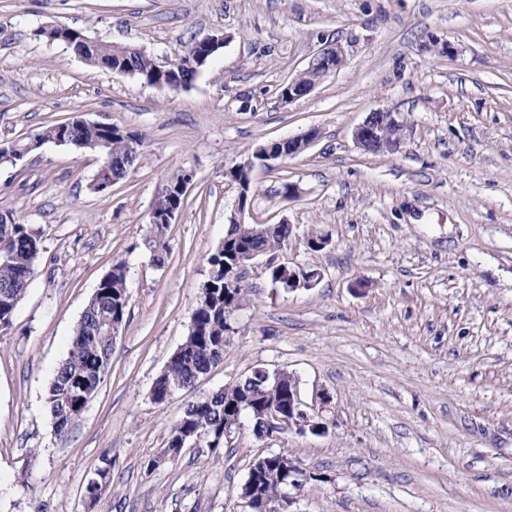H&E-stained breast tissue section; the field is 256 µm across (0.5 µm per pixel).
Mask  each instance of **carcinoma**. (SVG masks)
Returning <instances> with one entry per match:
<instances>
[{"label":"carcinoma","mask_w":512,"mask_h":512,"mask_svg":"<svg viewBox=\"0 0 512 512\" xmlns=\"http://www.w3.org/2000/svg\"><path fill=\"white\" fill-rule=\"evenodd\" d=\"M92 65L109 71L129 67L144 83L152 84L162 78H174L183 85H190L197 72L183 69L172 75L162 70L159 62L143 52L129 46L107 43L88 52ZM68 133L70 146L89 149L103 141L100 153L112 162V183L124 180L140 156L145 135L126 128L121 130L94 128L77 120L46 127L38 137L52 142L62 133ZM136 143L131 150L127 140ZM186 172L173 175L159 190L152 211L159 216L185 204L179 196L178 187ZM227 181L239 184L247 195H254L253 183L245 172L230 169L225 172ZM244 224H230L224 239L208 257L209 278L204 284L207 294H199L193 309V326L189 328L184 342L173 353L165 369L153 384V401L157 404L169 402L170 396L191 389L199 376L208 373L224 358V342L230 330V316L224 313L228 302L224 299V263L230 255L239 251L255 257L272 256L288 245L292 234L286 224H273L265 233L249 234ZM168 225H148V245L153 249L154 260L164 261L168 252L165 237ZM43 248L40 239L28 228L16 222L9 210H0V328L11 326L15 308L30 284L34 268ZM127 288L126 267L117 262L99 282L92 297L72 328L67 357L58 367L45 395V404L53 419L55 431L63 434L71 423V413L76 411L83 399L94 397L99 385L108 373L114 343L109 336L97 333L101 322L111 317H126L127 305L123 303ZM285 400L256 389L247 379L226 384L223 388L184 403L179 419L170 427L168 446L164 454L177 458L181 453L178 442L187 434L204 439L216 452L224 445V421L243 412L250 416L253 433L258 435L265 428L260 417L264 405L274 399ZM293 476L281 466V458L270 460L266 471L258 479V495L275 498L282 495Z\"/></svg>","instance_id":"obj_1"}]
</instances>
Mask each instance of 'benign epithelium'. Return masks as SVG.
<instances>
[{
    "mask_svg": "<svg viewBox=\"0 0 512 512\" xmlns=\"http://www.w3.org/2000/svg\"><path fill=\"white\" fill-rule=\"evenodd\" d=\"M224 47V35L213 34L197 41V62L195 68L202 69L207 57L218 49ZM345 48L339 43H331L311 55L308 68L320 71L323 76H328L336 71L338 65L335 61L344 57ZM312 92L310 87H299L294 82H288V86L280 94L282 102L293 103ZM406 122L399 112L391 109H378L367 115L353 133V139L357 147L366 152H377L384 149L395 151L400 148L405 139ZM318 136V132L311 129L299 136L288 139V152L278 153L266 151L261 165L271 166L272 162L283 159L286 156L296 155L302 149L309 146ZM253 257H238L233 260L230 270L228 287L236 285L237 276L254 264ZM315 279V273L303 269L288 268V289L309 288ZM253 373L258 376V382L269 392L280 389L281 383L288 382V402L285 405L275 400L263 411L266 424L265 437H272L277 433L293 431L300 435L320 434L326 431L327 423L323 418L325 406L329 402V395L322 393L316 396L315 402L307 404L301 399L299 393V380L292 373L274 371L269 372L265 368H256ZM242 498L252 509V512H288L292 499L282 495L274 510L263 507L255 494L248 491L242 492Z\"/></svg>",
    "mask_w": 512,
    "mask_h": 512,
    "instance_id": "benign-epithelium-1",
    "label": "benign epithelium"
}]
</instances>
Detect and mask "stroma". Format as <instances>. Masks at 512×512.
<instances>
[{
  "label": "stroma",
  "mask_w": 512,
  "mask_h": 512,
  "mask_svg": "<svg viewBox=\"0 0 512 512\" xmlns=\"http://www.w3.org/2000/svg\"><path fill=\"white\" fill-rule=\"evenodd\" d=\"M47 24L161 62L194 37L227 41L175 92L87 64L38 37ZM336 40L341 67L282 104L280 85ZM386 108L407 121L400 151L363 152L355 127ZM77 115L145 141L104 195L88 150L45 143L0 165V207L43 247L0 330V512H249L248 463L271 452L303 471L292 512H512V0H0V142ZM312 128L304 152L253 172L244 220L294 225L273 261L315 271L313 287H273L256 260L222 363L155 404L236 204L225 168ZM180 170L195 179L159 264L149 213ZM286 181L296 198L279 195ZM313 229L322 250L302 240ZM118 261L129 305L111 367L57 435L47 386ZM257 367L297 374L305 401L327 392L325 433L246 425L220 452L201 441L147 470L187 399ZM106 456L112 485L92 509Z\"/></svg>",
  "instance_id": "1"
}]
</instances>
